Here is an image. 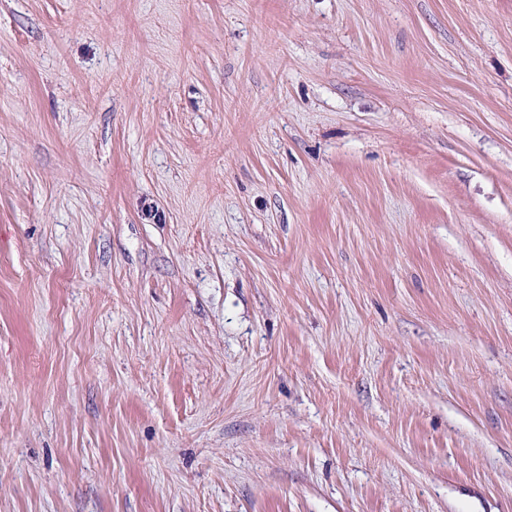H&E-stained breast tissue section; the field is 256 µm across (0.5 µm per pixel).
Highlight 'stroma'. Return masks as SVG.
I'll use <instances>...</instances> for the list:
<instances>
[{
  "label": "stroma",
  "mask_w": 512,
  "mask_h": 512,
  "mask_svg": "<svg viewBox=\"0 0 512 512\" xmlns=\"http://www.w3.org/2000/svg\"><path fill=\"white\" fill-rule=\"evenodd\" d=\"M0 512H512V0H0Z\"/></svg>",
  "instance_id": "1"
}]
</instances>
